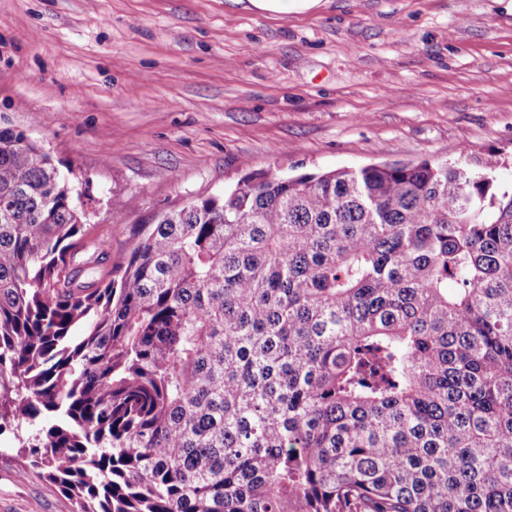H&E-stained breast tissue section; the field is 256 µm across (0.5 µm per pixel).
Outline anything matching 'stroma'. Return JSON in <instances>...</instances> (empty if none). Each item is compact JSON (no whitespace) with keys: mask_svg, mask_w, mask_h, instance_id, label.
Listing matches in <instances>:
<instances>
[{"mask_svg":"<svg viewBox=\"0 0 512 512\" xmlns=\"http://www.w3.org/2000/svg\"><path fill=\"white\" fill-rule=\"evenodd\" d=\"M0 125L84 194L113 261L172 207L247 173L495 163L512 188V0H0ZM0 434V512H75L19 477Z\"/></svg>","mask_w":512,"mask_h":512,"instance_id":"35a3bbf8","label":"stroma"}]
</instances>
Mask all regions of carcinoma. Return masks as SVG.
I'll list each match as a JSON object with an SVG mask.
<instances>
[{"instance_id": "carcinoma-1", "label": "carcinoma", "mask_w": 512, "mask_h": 512, "mask_svg": "<svg viewBox=\"0 0 512 512\" xmlns=\"http://www.w3.org/2000/svg\"><path fill=\"white\" fill-rule=\"evenodd\" d=\"M0 127V435L76 512H512V192L442 162L252 173L97 273Z\"/></svg>"}]
</instances>
